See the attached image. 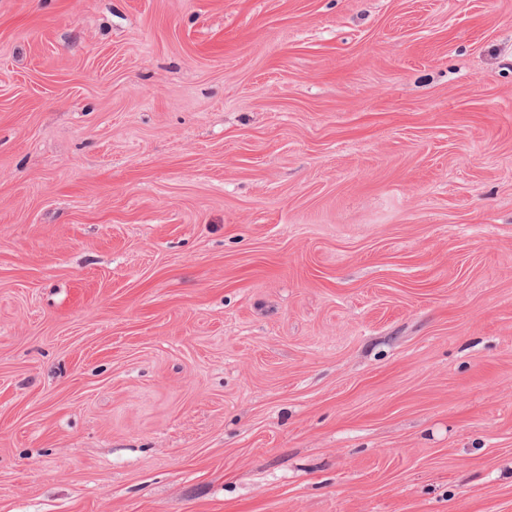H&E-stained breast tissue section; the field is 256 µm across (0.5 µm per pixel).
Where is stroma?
<instances>
[{"instance_id":"stroma-1","label":"stroma","mask_w":512,"mask_h":512,"mask_svg":"<svg viewBox=\"0 0 512 512\" xmlns=\"http://www.w3.org/2000/svg\"><path fill=\"white\" fill-rule=\"evenodd\" d=\"M0 512H512V0H0Z\"/></svg>"}]
</instances>
